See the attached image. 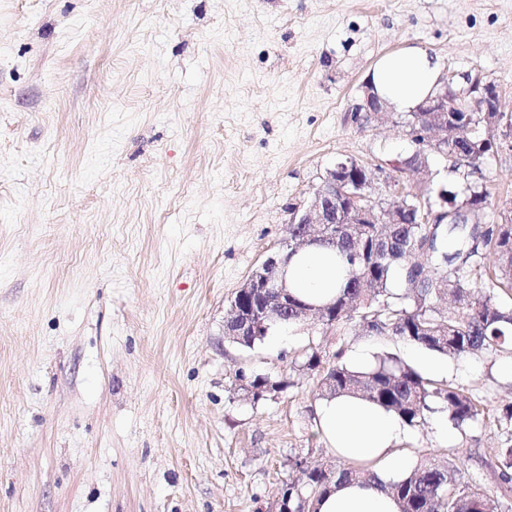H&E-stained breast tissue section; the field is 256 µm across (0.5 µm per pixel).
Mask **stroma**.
<instances>
[{
  "mask_svg": "<svg viewBox=\"0 0 512 512\" xmlns=\"http://www.w3.org/2000/svg\"><path fill=\"white\" fill-rule=\"evenodd\" d=\"M406 45L484 73L512 121V0H0V512H276L295 460H331L305 352L413 345L350 322L247 349L224 320L338 158L412 152L403 114H350ZM482 182L512 203V146ZM511 357L449 359L478 418L399 444L498 512ZM241 370L289 386L256 402Z\"/></svg>",
  "mask_w": 512,
  "mask_h": 512,
  "instance_id": "1",
  "label": "stroma"
}]
</instances>
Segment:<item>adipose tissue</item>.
<instances>
[{
    "label": "adipose tissue",
    "mask_w": 512,
    "mask_h": 512,
    "mask_svg": "<svg viewBox=\"0 0 512 512\" xmlns=\"http://www.w3.org/2000/svg\"><path fill=\"white\" fill-rule=\"evenodd\" d=\"M441 74L437 57L408 45L378 60L369 85L391 110L409 112L435 95ZM286 278L304 302L323 305L335 299L342 273L335 251L314 245L288 260ZM316 422L332 454L376 477L372 483L349 479L333 487L317 501L316 512H400L381 484L410 469V459L397 449L408 434L401 419L363 397L343 394L319 402Z\"/></svg>",
    "instance_id": "1"
}]
</instances>
